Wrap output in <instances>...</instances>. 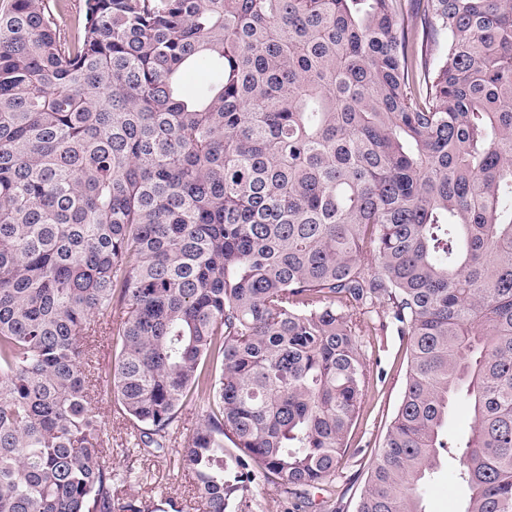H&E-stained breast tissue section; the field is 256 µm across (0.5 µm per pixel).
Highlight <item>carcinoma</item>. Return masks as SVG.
I'll use <instances>...</instances> for the list:
<instances>
[{
	"mask_svg": "<svg viewBox=\"0 0 512 512\" xmlns=\"http://www.w3.org/2000/svg\"><path fill=\"white\" fill-rule=\"evenodd\" d=\"M65 5L0 11V512H185L116 494L96 336L132 447L203 403L168 454L200 512H250L259 478L306 497L377 306L406 382L357 512H423L447 454L463 512H512V0ZM202 406L199 402L189 403L181 411L179 428L174 433L171 441V448H182V442L189 433L193 431L201 414ZM472 417L467 408L457 405L448 414V443H456L468 436Z\"/></svg>",
	"mask_w": 512,
	"mask_h": 512,
	"instance_id": "1",
	"label": "carcinoma"
}]
</instances>
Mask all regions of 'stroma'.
Here are the masks:
<instances>
[{
  "instance_id": "stroma-1",
  "label": "stroma",
  "mask_w": 512,
  "mask_h": 512,
  "mask_svg": "<svg viewBox=\"0 0 512 512\" xmlns=\"http://www.w3.org/2000/svg\"><path fill=\"white\" fill-rule=\"evenodd\" d=\"M385 319L382 311L368 315L371 331L362 339V353L371 370L369 395L351 428L348 448L333 482L323 490L311 492L306 507L299 506L297 499L281 485L256 484L252 512H356L368 465L379 450L405 387L407 340L398 335L395 327L380 330L379 325ZM94 411L106 444L117 451L116 465L129 466L146 475L145 480L122 484L123 494L147 498L164 491L183 503H190L192 480L186 473L170 472L162 458L139 453L120 456V448L127 445L130 426L106 388L96 392ZM462 499L463 491L454 477V463L446 461L434 480L425 486V512H461Z\"/></svg>"
}]
</instances>
